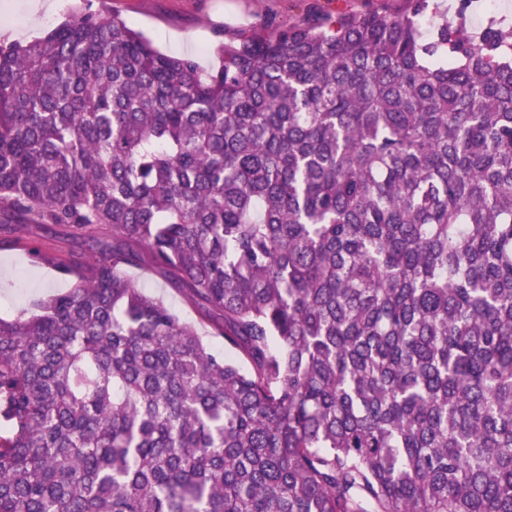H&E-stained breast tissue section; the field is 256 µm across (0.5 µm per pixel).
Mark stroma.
I'll return each mask as SVG.
<instances>
[{
	"mask_svg": "<svg viewBox=\"0 0 512 512\" xmlns=\"http://www.w3.org/2000/svg\"><path fill=\"white\" fill-rule=\"evenodd\" d=\"M51 9L32 23L29 0H0V42L40 37L70 14H116L141 31L160 52L193 57L200 69H218L220 46L291 25H320L344 14L401 13L406 0H50ZM111 241L109 228L77 231L65 226L23 224L10 236H0V317L9 318L31 308L34 301L71 287L75 279L62 275V265L86 251L90 240ZM40 248L42 260L31 258ZM133 282L162 299L184 320L198 315L181 294L169 288L148 266L130 269Z\"/></svg>",
	"mask_w": 512,
	"mask_h": 512,
	"instance_id": "1",
	"label": "stroma"
}]
</instances>
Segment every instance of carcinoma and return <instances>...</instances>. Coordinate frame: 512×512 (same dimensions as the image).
<instances>
[{
	"instance_id": "cac0c4a2",
	"label": "carcinoma",
	"mask_w": 512,
	"mask_h": 512,
	"mask_svg": "<svg viewBox=\"0 0 512 512\" xmlns=\"http://www.w3.org/2000/svg\"><path fill=\"white\" fill-rule=\"evenodd\" d=\"M222 55L0 44V233L112 228L0 317V512H512V27L407 0ZM128 274L139 288L144 289L146 293L152 296L162 299L167 306L175 310L184 320L195 324L202 335L206 334L199 325V317L194 309L184 301L179 292L169 288L159 276L152 273L148 268L147 262L141 267L130 269Z\"/></svg>"
}]
</instances>
